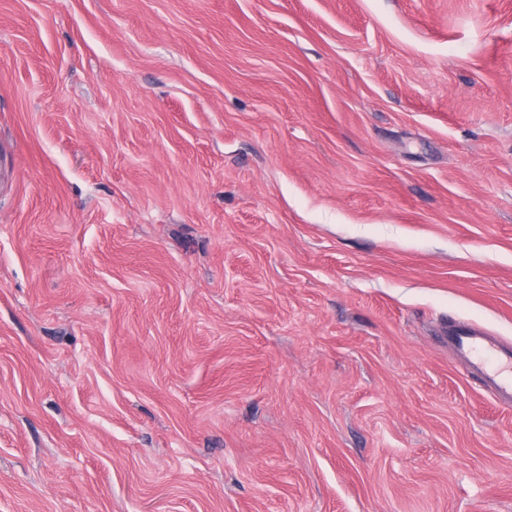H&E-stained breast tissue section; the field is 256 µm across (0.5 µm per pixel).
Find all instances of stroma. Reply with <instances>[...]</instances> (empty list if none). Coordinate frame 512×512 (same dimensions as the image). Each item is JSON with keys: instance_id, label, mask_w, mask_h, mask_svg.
I'll use <instances>...</instances> for the list:
<instances>
[{"instance_id": "35a3bbf8", "label": "stroma", "mask_w": 512, "mask_h": 512, "mask_svg": "<svg viewBox=\"0 0 512 512\" xmlns=\"http://www.w3.org/2000/svg\"><path fill=\"white\" fill-rule=\"evenodd\" d=\"M512 0H0V512H512ZM457 359L501 404L512 406V344L475 324L448 331Z\"/></svg>"}]
</instances>
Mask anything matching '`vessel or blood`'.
<instances>
[{"label":"vessel or blood","mask_w":512,"mask_h":512,"mask_svg":"<svg viewBox=\"0 0 512 512\" xmlns=\"http://www.w3.org/2000/svg\"><path fill=\"white\" fill-rule=\"evenodd\" d=\"M454 354L501 404L512 406V343L475 324L448 332Z\"/></svg>","instance_id":"b4317fda"}]
</instances>
